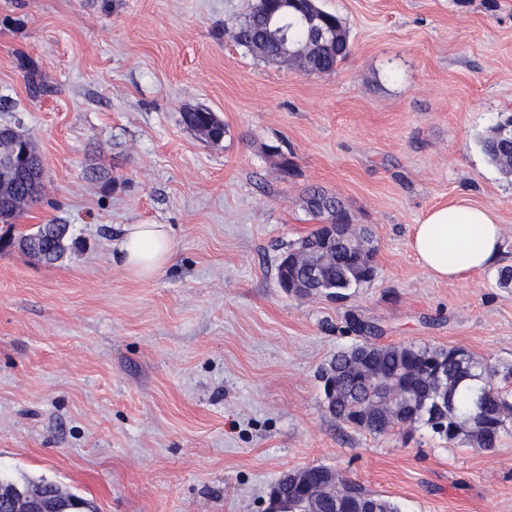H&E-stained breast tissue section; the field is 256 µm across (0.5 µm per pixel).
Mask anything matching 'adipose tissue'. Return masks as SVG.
Instances as JSON below:
<instances>
[{"mask_svg": "<svg viewBox=\"0 0 512 512\" xmlns=\"http://www.w3.org/2000/svg\"><path fill=\"white\" fill-rule=\"evenodd\" d=\"M503 232L495 212L461 198L430 210L415 225L410 246L436 279L451 280L495 267ZM175 240L164 224L127 225L117 257L132 277L146 280L169 262Z\"/></svg>", "mask_w": 512, "mask_h": 512, "instance_id": "adipose-tissue-1", "label": "adipose tissue"}]
</instances>
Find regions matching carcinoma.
Here are the masks:
<instances>
[{
	"mask_svg": "<svg viewBox=\"0 0 512 512\" xmlns=\"http://www.w3.org/2000/svg\"><path fill=\"white\" fill-rule=\"evenodd\" d=\"M237 42L268 61L290 46L308 45L309 31L288 13L268 14L248 0ZM350 52L338 41L311 49V72L330 74ZM182 122L207 141L224 134V122L203 107H190ZM29 138L17 134L0 150V224L19 223L23 211L42 201L41 177H31L19 165ZM487 157L504 173H512V156L492 133L481 140ZM310 212L335 222L344 211L341 201L320 187L308 191ZM69 226L42 224L13 240L21 252L52 264L67 249ZM305 260L297 266L279 265L278 278L307 282L310 291L334 292L358 288L363 277H376L372 255L357 260L350 244H326L317 228L290 245ZM347 331L359 341L336 352L321 373L335 379L336 393L325 398L336 421L373 435H386L397 426L425 427L448 446L494 448L512 429V388L498 381L499 371L485 357L460 348H433L416 343L382 344L381 329L356 314L346 320ZM274 492L286 512H403L401 505L346 480L329 466L313 465L284 473ZM26 502L45 503L51 512H76L87 507L81 498L61 492L54 483L19 485L0 474V512H15Z\"/></svg>",
	"mask_w": 512,
	"mask_h": 512,
	"instance_id": "cac0c4a2",
	"label": "carcinoma"
}]
</instances>
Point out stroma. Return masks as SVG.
<instances>
[{
	"label": "stroma",
	"mask_w": 512,
	"mask_h": 512,
	"mask_svg": "<svg viewBox=\"0 0 512 512\" xmlns=\"http://www.w3.org/2000/svg\"><path fill=\"white\" fill-rule=\"evenodd\" d=\"M319 4L351 41L324 75L239 46L246 0H0V124L44 174L42 203L0 224L1 473L95 512H265L285 472L323 464L405 512H512V435L374 436L328 414L320 379L352 312L383 342L512 367L497 269L438 281L409 247L464 197L494 209L512 265V176L480 146L512 117V0ZM200 105L220 143L183 124ZM313 186L372 235L378 275L343 301L278 284ZM42 224L69 227L53 264L9 244ZM128 224L172 229L153 279L115 258Z\"/></svg>",
	"instance_id": "35a3bbf8"
}]
</instances>
